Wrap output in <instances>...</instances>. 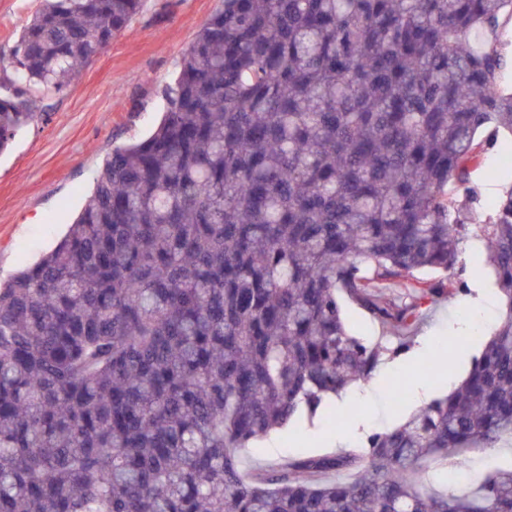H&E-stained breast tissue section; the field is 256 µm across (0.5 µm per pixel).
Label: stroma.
I'll return each mask as SVG.
<instances>
[{"label":"stroma","mask_w":512,"mask_h":512,"mask_svg":"<svg viewBox=\"0 0 512 512\" xmlns=\"http://www.w3.org/2000/svg\"><path fill=\"white\" fill-rule=\"evenodd\" d=\"M39 5L40 0H0V77L13 74L19 32ZM222 7L223 0H143L140 12L78 80L59 94L37 99L34 121L0 155V282L54 248L114 148L149 135L165 105L164 89L173 83L198 30ZM511 144V135L499 133L472 168L467 185L455 188L471 223H488L492 215L485 182L512 183ZM484 265V253L460 255L450 274L453 295L425 307L419 335L447 337L452 325L468 321L474 334L485 336L499 325L501 310L487 320L463 305L471 267ZM370 381L374 430L404 422L411 406L394 404L389 390L407 388V375L381 367ZM277 440V447L258 448V456L280 460L333 449L325 435L307 440L298 428L278 434Z\"/></svg>","instance_id":"1"}]
</instances>
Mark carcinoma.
<instances>
[{
	"instance_id": "carcinoma-1",
	"label": "carcinoma",
	"mask_w": 512,
	"mask_h": 512,
	"mask_svg": "<svg viewBox=\"0 0 512 512\" xmlns=\"http://www.w3.org/2000/svg\"><path fill=\"white\" fill-rule=\"evenodd\" d=\"M141 0H41L3 80L0 153ZM512 0H224L152 134L117 147L69 233L0 286V512H512V188L470 224L450 187L512 132ZM487 240L503 319L451 394L354 448L247 465L409 329L460 237ZM402 278L409 301L386 293ZM499 47L506 60L501 86L512 89V24H506L499 36ZM346 314L354 330L361 336L372 338L382 335L381 327L358 305L348 301L346 303ZM496 458L497 463L495 465H501L504 463H512V447L511 448H492L491 450L480 451L474 454L473 460L475 461V465L472 470L468 471L467 468H464L465 472L469 476V472L472 474V477H476L479 473L483 474L489 468L486 464V458ZM493 465V466H495Z\"/></svg>"
}]
</instances>
